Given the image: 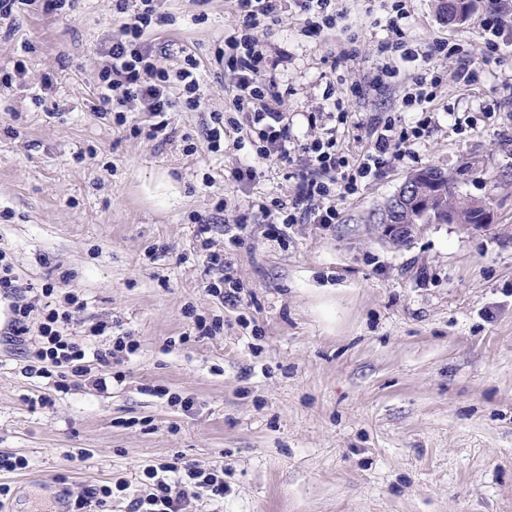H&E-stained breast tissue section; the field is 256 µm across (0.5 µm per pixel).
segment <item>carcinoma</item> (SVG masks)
I'll return each instance as SVG.
<instances>
[{
    "label": "carcinoma",
    "mask_w": 512,
    "mask_h": 512,
    "mask_svg": "<svg viewBox=\"0 0 512 512\" xmlns=\"http://www.w3.org/2000/svg\"><path fill=\"white\" fill-rule=\"evenodd\" d=\"M475 8V0H439L438 9L441 17L450 25H458L467 20ZM478 172V163L465 160L455 171L430 166L406 176V180L417 185H425L437 195V200L428 215L420 217V213L412 209H404L399 214L400 224H471L479 227L487 223L491 214L486 202L476 199H463L458 195V184L463 176Z\"/></svg>",
    "instance_id": "obj_1"
}]
</instances>
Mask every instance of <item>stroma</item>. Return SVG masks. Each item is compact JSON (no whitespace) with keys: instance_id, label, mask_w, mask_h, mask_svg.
I'll use <instances>...</instances> for the list:
<instances>
[{"instance_id":"1","label":"stroma","mask_w":512,"mask_h":512,"mask_svg":"<svg viewBox=\"0 0 512 512\" xmlns=\"http://www.w3.org/2000/svg\"><path fill=\"white\" fill-rule=\"evenodd\" d=\"M26 0L13 33L0 32V249L36 310L57 305L41 286L72 274L85 309L73 341L107 350L138 342L118 363L124 379L99 392L88 360L67 392L27 372L23 350L0 345V512H55L56 500L126 482L111 512L148 488L144 467L181 456L224 472L223 499L183 512H512V0H499V34L486 4L460 25L438 0H332L334 27L306 28L291 7L261 39L278 60L289 160L257 158L245 114L233 111L224 33L234 0H162L148 38L160 66L197 63L195 108L176 107L157 138L155 118L128 107L124 124L94 114L102 41L123 35L117 0H75L60 13ZM400 17L411 48L449 43L431 131L412 158L389 162L355 194L332 185L333 224H277L273 200L291 198L310 171L299 150L316 125L336 128L357 154L354 119H419L402 99L422 61L386 84L378 52ZM499 48L489 60L478 49ZM357 55L340 59V45ZM469 59L474 83L450 71ZM24 61L15 74L16 61ZM351 120L329 118L330 98ZM224 124L210 151L209 128ZM478 161L461 194L490 201V224H423L396 245L370 214L411 172ZM224 262L237 305L210 292ZM220 320L197 335L196 316ZM107 321L111 332L89 333ZM193 399L184 411L171 396ZM83 448L85 462L70 461Z\"/></svg>"}]
</instances>
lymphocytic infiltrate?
Wrapping results in <instances>:
<instances>
[{
	"label": "lymphocytic infiltrate",
	"mask_w": 512,
	"mask_h": 512,
	"mask_svg": "<svg viewBox=\"0 0 512 512\" xmlns=\"http://www.w3.org/2000/svg\"><path fill=\"white\" fill-rule=\"evenodd\" d=\"M284 0H235L237 23L224 36V63L234 74L232 105L235 111L249 116L250 135L256 145V154L266 159L272 156L284 159L288 156L291 131L282 110V95L273 75L276 62L268 59L260 48V28L272 27L280 19ZM155 15L154 0H138L124 25L122 38L106 42L100 51L106 63L100 69V112H116L117 124H124L122 107L132 102L143 104L145 111L153 115L173 110L177 95H184L186 107L196 105L195 94L199 89L195 62L169 71L157 67L156 52L146 34ZM414 94L404 100L405 106L423 111L424 116L416 126H398L394 118H372L359 122L367 147L362 155L351 157L337 146L335 128L324 129L319 136L302 144L305 163L322 172H343L345 193L358 189V182L376 175L390 159L401 158L410 145L428 133L431 121L425 113L436 95L430 90L427 78L422 74L412 77ZM330 190L326 182L302 183L294 198L277 200L274 210L281 224H296L303 217L302 202H310L317 223L332 224L336 211L326 206ZM60 284L66 285V308L52 310L42 319H35L34 308L18 304L8 329L11 336L32 337L29 357L39 362L38 373L53 381L56 389H64L70 375L82 373L86 351L68 335L70 326L77 321L84 303L76 292L70 291L69 273H61ZM151 486L148 495L130 502V512H181L183 502L197 490L209 492L211 497L224 496V478L216 473L196 469L181 458L143 471Z\"/></svg>",
	"instance_id": "obj_1"
}]
</instances>
